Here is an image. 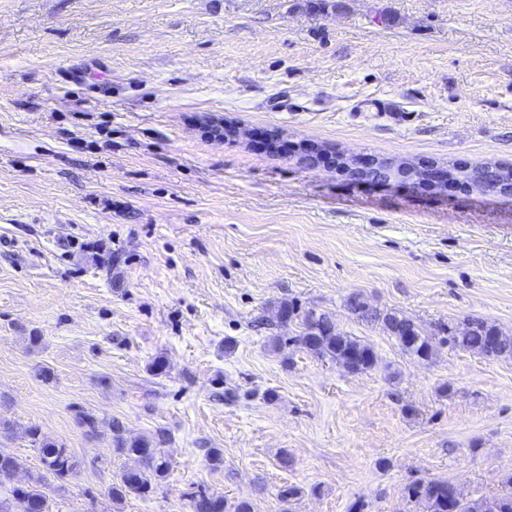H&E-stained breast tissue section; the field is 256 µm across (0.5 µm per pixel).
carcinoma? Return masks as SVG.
<instances>
[{"instance_id": "1", "label": "carcinoma", "mask_w": 512, "mask_h": 512, "mask_svg": "<svg viewBox=\"0 0 512 512\" xmlns=\"http://www.w3.org/2000/svg\"><path fill=\"white\" fill-rule=\"evenodd\" d=\"M448 180L466 188L482 190L501 181L512 182V167L475 165L447 168ZM387 330L397 339L402 349L420 359L426 360L432 354L428 337L409 319L396 314L385 316ZM305 332L297 342L311 353L330 357L341 362L353 373L370 369L375 361L372 348L349 336L336 331V325L325 314L309 311L304 314ZM500 335L495 328L481 321L468 323L467 331L451 335L448 341L463 350L477 351L486 356H512V338L499 342L498 351H489L490 339ZM117 450L134 456L139 466L121 471L108 490V497L114 504L122 503L130 496H147L153 484L163 479L169 469L164 452L145 439L127 440L123 436V426L114 420L110 424ZM38 452L44 472L32 476L23 484H13V477L20 467L14 454L0 448V486H9L7 495L0 497V512H49L50 494L56 488L48 482L53 477L62 482L77 473L78 463L64 445L40 437L39 430L29 427L24 430ZM450 482L443 479L419 480L408 487V497L425 506L426 512H512V495H504L489 500H465L451 496ZM190 512H252L246 501L228 503L224 496L200 492L191 497Z\"/></svg>"}]
</instances>
